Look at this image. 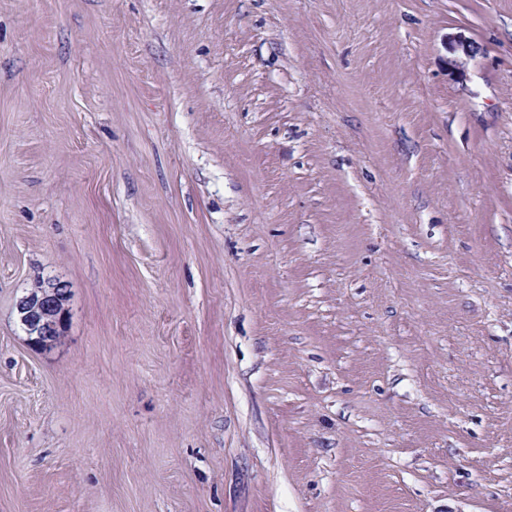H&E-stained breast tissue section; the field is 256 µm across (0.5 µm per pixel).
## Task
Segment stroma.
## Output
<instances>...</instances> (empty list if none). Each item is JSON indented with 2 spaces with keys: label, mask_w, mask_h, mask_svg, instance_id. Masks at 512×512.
Wrapping results in <instances>:
<instances>
[{
  "label": "stroma",
  "mask_w": 512,
  "mask_h": 512,
  "mask_svg": "<svg viewBox=\"0 0 512 512\" xmlns=\"http://www.w3.org/2000/svg\"><path fill=\"white\" fill-rule=\"evenodd\" d=\"M0 512H512V0H0ZM449 51L452 57L448 59V69L451 71L463 70L464 66L475 59L481 48L475 42L459 35L449 42ZM67 290L63 284L48 283L22 297L16 304L20 323L31 344L48 347L60 336Z\"/></svg>",
  "instance_id": "1"
}]
</instances>
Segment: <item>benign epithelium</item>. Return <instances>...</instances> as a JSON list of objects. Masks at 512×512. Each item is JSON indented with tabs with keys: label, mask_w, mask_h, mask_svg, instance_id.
Here are the masks:
<instances>
[{
	"label": "benign epithelium",
	"mask_w": 512,
	"mask_h": 512,
	"mask_svg": "<svg viewBox=\"0 0 512 512\" xmlns=\"http://www.w3.org/2000/svg\"><path fill=\"white\" fill-rule=\"evenodd\" d=\"M449 51L452 57L448 59V69L457 71L475 59L481 48L460 35L449 42ZM66 296L64 285L55 282L36 288L17 302L19 321L25 327L31 344L42 348L57 341Z\"/></svg>",
	"instance_id": "obj_1"
}]
</instances>
